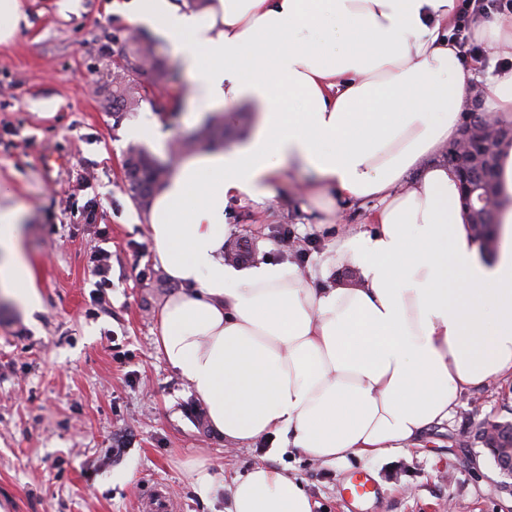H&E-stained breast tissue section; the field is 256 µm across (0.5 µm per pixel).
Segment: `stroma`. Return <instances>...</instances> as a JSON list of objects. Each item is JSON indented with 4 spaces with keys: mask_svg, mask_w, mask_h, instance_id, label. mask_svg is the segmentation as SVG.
Here are the masks:
<instances>
[{
    "mask_svg": "<svg viewBox=\"0 0 512 512\" xmlns=\"http://www.w3.org/2000/svg\"><path fill=\"white\" fill-rule=\"evenodd\" d=\"M115 0H27L28 26L0 46V185L32 214L24 248L41 305L28 315L0 303V512H142L164 488L180 512H225L235 476L263 463L298 476L318 512H512V492L481 442L458 444L486 420L512 421V380L461 395L454 416L431 427L407 455L368 464H321L270 440L225 445L194 391L155 349L159 311L177 286L154 260L123 162L126 127L139 112L111 107L112 76L131 29ZM158 71L137 75L143 105L158 115L159 143L193 133L186 104H163ZM303 174L286 173L263 214L229 205L231 240L285 263L279 230L316 264L328 239L301 211ZM95 201L88 224L80 212ZM111 252V288L97 293L89 257ZM215 477L201 492L190 462ZM367 467L379 493L344 492Z\"/></svg>",
    "mask_w": 512,
    "mask_h": 512,
    "instance_id": "35a3bbf8",
    "label": "stroma"
}]
</instances>
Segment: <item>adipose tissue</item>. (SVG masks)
Segmentation results:
<instances>
[{"mask_svg":"<svg viewBox=\"0 0 512 512\" xmlns=\"http://www.w3.org/2000/svg\"><path fill=\"white\" fill-rule=\"evenodd\" d=\"M456 0H127L132 28L166 39L196 113L255 109L241 144L180 156L145 217L178 289L155 346L225 443L269 438L333 464L409 453L461 392L512 379V144L497 163V240L481 245L456 172L432 164L471 92L449 35ZM488 115L512 118V68L488 73ZM333 234L320 275L224 259L238 202L264 209L284 169ZM354 207L348 229L325 193ZM0 187V295L40 305L28 211ZM350 281H331L342 269ZM296 477L236 476L228 512H314Z\"/></svg>","mask_w":512,"mask_h":512,"instance_id":"obj_1","label":"adipose tissue"}]
</instances>
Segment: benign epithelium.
<instances>
[{"mask_svg": "<svg viewBox=\"0 0 512 512\" xmlns=\"http://www.w3.org/2000/svg\"><path fill=\"white\" fill-rule=\"evenodd\" d=\"M512 142V121L489 116L474 118L465 125L454 142L448 164L463 180L462 204L471 217V224L480 241L493 220L492 176L500 146ZM488 449L493 454L500 474L512 480V441L500 444L494 423L486 422L479 429Z\"/></svg>", "mask_w": 512, "mask_h": 512, "instance_id": "7a95c632", "label": "benign epithelium"}]
</instances>
